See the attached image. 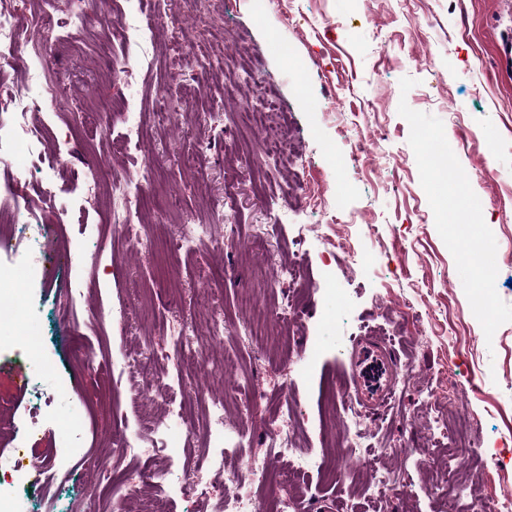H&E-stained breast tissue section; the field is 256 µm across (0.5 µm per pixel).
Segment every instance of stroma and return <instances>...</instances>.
Returning <instances> with one entry per match:
<instances>
[{
  "instance_id": "35a3bbf8",
  "label": "stroma",
  "mask_w": 512,
  "mask_h": 512,
  "mask_svg": "<svg viewBox=\"0 0 512 512\" xmlns=\"http://www.w3.org/2000/svg\"><path fill=\"white\" fill-rule=\"evenodd\" d=\"M152 11L171 15L172 35L159 37L149 63L137 64L139 49L120 30L108 35L63 12L57 43L24 44L25 67L0 74V85L25 86L32 120L47 129L40 155L0 145V241L9 244L0 276L31 271L16 297L22 318L0 321V413L42 412L35 434L0 435V475L23 451L58 455L68 422L79 455L106 461L114 476L50 470L42 489L13 488L22 512H219L226 473L244 455L272 475L255 489L256 512L325 499L341 512H440L429 462L453 442L432 425L458 415L470 422V445L457 479L479 498L460 499L454 512L496 507L512 483V447L501 445L512 435V65L502 59L512 0H270L261 15L253 0H117L115 15ZM223 28L243 42L252 72L227 62L201 82ZM279 42L293 61L276 53ZM116 46L136 62L129 78L112 77ZM59 77L66 95L44 105L43 81ZM128 95L144 125L116 155L127 116L112 104ZM246 97L279 108L299 142L290 165L243 125ZM176 104L190 111L179 122L166 112ZM330 153L340 160L332 170ZM93 161L116 176L150 164L152 185L132 209L138 244L114 231L112 191L93 182ZM24 201L29 236L60 229L33 266L9 226ZM275 215L282 222L267 232ZM211 223L214 236L178 250L182 225ZM471 247L494 267L485 315L454 279ZM291 264L304 272L296 290L281 276ZM63 279L77 287L66 306L56 298ZM211 310L224 317L223 336L208 332ZM103 311L111 320L96 323ZM177 319L197 323L203 354L229 359L223 378L174 367ZM32 327L44 340L38 361L18 341ZM369 332L409 373L382 415L363 417L361 447L386 449L382 466L404 474L406 500L377 495L368 468L340 481L294 468L303 457L352 455L344 362L352 339ZM144 348L163 388L131 414L133 388L152 379L118 368ZM218 400L225 426L244 433L225 443L223 465L200 468L214 454L206 429ZM282 429L295 437L285 453L269 445ZM121 434L173 462L172 484L144 482L140 457L114 454ZM186 472L203 493L180 491Z\"/></svg>"
}]
</instances>
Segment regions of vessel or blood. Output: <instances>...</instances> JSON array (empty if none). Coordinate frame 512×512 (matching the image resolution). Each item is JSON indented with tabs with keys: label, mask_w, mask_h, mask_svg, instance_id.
<instances>
[{
	"label": "vessel or blood",
	"mask_w": 512,
	"mask_h": 512,
	"mask_svg": "<svg viewBox=\"0 0 512 512\" xmlns=\"http://www.w3.org/2000/svg\"><path fill=\"white\" fill-rule=\"evenodd\" d=\"M348 364L355 381V403L372 411L385 408L392 398L399 369L390 347L375 336L358 337L351 346Z\"/></svg>",
	"instance_id": "1"
}]
</instances>
